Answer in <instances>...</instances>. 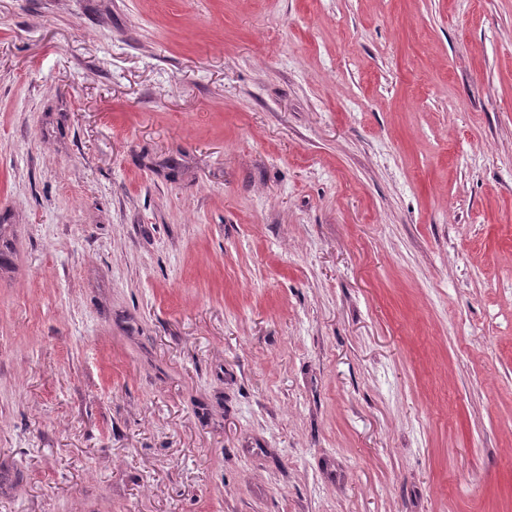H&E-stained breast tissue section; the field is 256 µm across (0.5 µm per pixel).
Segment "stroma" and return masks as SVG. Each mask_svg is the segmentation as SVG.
I'll return each mask as SVG.
<instances>
[{"instance_id":"35a3bbf8","label":"stroma","mask_w":512,"mask_h":512,"mask_svg":"<svg viewBox=\"0 0 512 512\" xmlns=\"http://www.w3.org/2000/svg\"><path fill=\"white\" fill-rule=\"evenodd\" d=\"M0 512H512V0H0Z\"/></svg>"}]
</instances>
